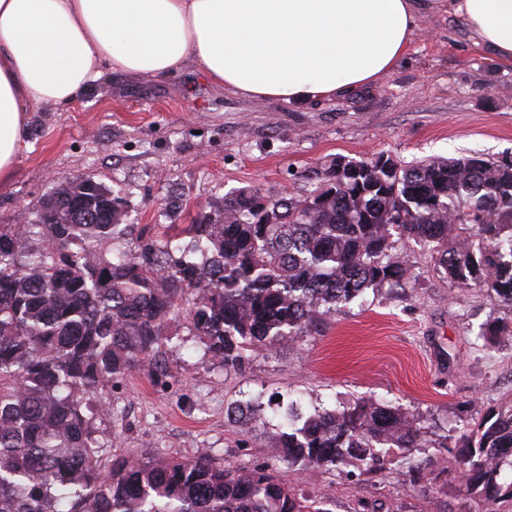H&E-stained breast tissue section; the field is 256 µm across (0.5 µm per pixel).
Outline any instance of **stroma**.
<instances>
[{"label":"stroma","mask_w":512,"mask_h":512,"mask_svg":"<svg viewBox=\"0 0 512 512\" xmlns=\"http://www.w3.org/2000/svg\"><path fill=\"white\" fill-rule=\"evenodd\" d=\"M384 152L410 164L433 156L512 155V66L489 57L461 18L425 16L404 59L354 94L297 106L212 85L196 70L139 80L107 72L76 101L30 113L13 178L0 185V224L39 205L61 179L119 192L129 211L119 240L135 251L180 230L225 193L257 188L302 199L317 171L343 156ZM413 277L327 314L297 341L232 368L206 360L195 336L163 348L161 370L135 368L101 424L104 462L133 451L180 458L210 449L238 470L265 462L286 408L335 409L366 398L419 415L434 436L460 437L512 409V336L480 332L512 308L482 285L461 287L435 269L428 248L399 240ZM253 412L228 416L238 403ZM280 481L330 500L333 512H481L459 471L447 488L410 483L397 463L348 476L280 466Z\"/></svg>","instance_id":"1"}]
</instances>
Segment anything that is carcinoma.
Wrapping results in <instances>:
<instances>
[{
	"label": "carcinoma",
	"instance_id": "obj_1",
	"mask_svg": "<svg viewBox=\"0 0 512 512\" xmlns=\"http://www.w3.org/2000/svg\"><path fill=\"white\" fill-rule=\"evenodd\" d=\"M127 218L123 198L85 179L54 190L28 223L0 225V512H332L271 465L226 468L207 448L129 452L102 467L106 395L157 366L183 319L203 356L237 366L369 288L403 285L410 264L396 235L429 247L451 282L484 284L512 305V162L502 159L338 157L307 198L231 191L183 229L185 246L104 252ZM507 331L512 320L498 318L482 336ZM287 419L271 457L295 469L355 462L372 473L391 449L431 443L417 414L370 399L307 415L291 405ZM457 448L448 462L469 498L512 504V411L483 418Z\"/></svg>",
	"mask_w": 512,
	"mask_h": 512
}]
</instances>
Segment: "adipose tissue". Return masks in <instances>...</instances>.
I'll return each mask as SVG.
<instances>
[{
  "label": "adipose tissue",
  "instance_id": "obj_1",
  "mask_svg": "<svg viewBox=\"0 0 512 512\" xmlns=\"http://www.w3.org/2000/svg\"><path fill=\"white\" fill-rule=\"evenodd\" d=\"M441 11L512 62V0H0V183L29 113L73 102L103 70L192 68L236 94L306 104L380 81Z\"/></svg>",
  "mask_w": 512,
  "mask_h": 512
}]
</instances>
